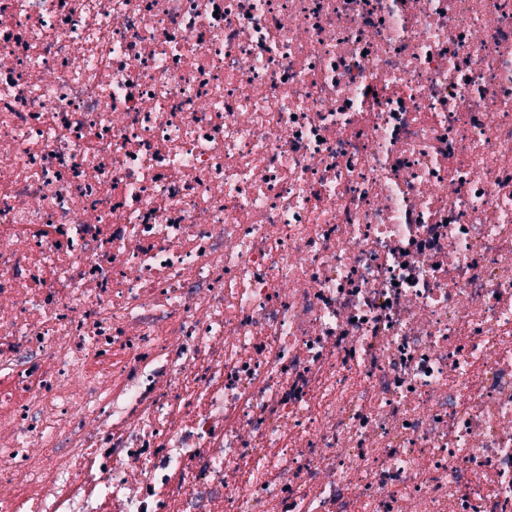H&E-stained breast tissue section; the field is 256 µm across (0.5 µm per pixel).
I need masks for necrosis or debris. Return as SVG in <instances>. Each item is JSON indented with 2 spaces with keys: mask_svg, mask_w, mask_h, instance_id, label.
<instances>
[{
  "mask_svg": "<svg viewBox=\"0 0 512 512\" xmlns=\"http://www.w3.org/2000/svg\"><path fill=\"white\" fill-rule=\"evenodd\" d=\"M0 512H512V0H0Z\"/></svg>",
  "mask_w": 512,
  "mask_h": 512,
  "instance_id": "necrosis-or-debris-1",
  "label": "necrosis or debris"
}]
</instances>
